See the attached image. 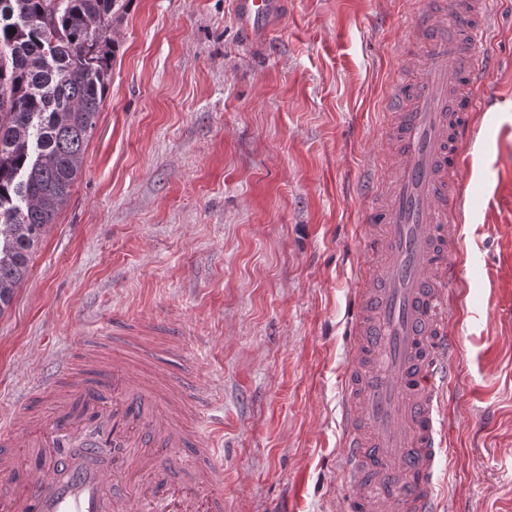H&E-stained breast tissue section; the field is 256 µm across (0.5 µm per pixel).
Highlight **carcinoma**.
<instances>
[{"label": "carcinoma", "mask_w": 512, "mask_h": 512, "mask_svg": "<svg viewBox=\"0 0 512 512\" xmlns=\"http://www.w3.org/2000/svg\"><path fill=\"white\" fill-rule=\"evenodd\" d=\"M125 0H0V311L68 202Z\"/></svg>", "instance_id": "obj_1"}]
</instances>
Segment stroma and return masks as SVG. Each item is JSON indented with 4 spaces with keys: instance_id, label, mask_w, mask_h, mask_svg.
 <instances>
[{
    "instance_id": "35a3bbf8",
    "label": "stroma",
    "mask_w": 512,
    "mask_h": 512,
    "mask_svg": "<svg viewBox=\"0 0 512 512\" xmlns=\"http://www.w3.org/2000/svg\"><path fill=\"white\" fill-rule=\"evenodd\" d=\"M265 42L230 0H129L68 203L0 314V414L122 310L212 394L224 512H343L340 377L367 260L358 187L389 146L421 0H285ZM459 175L466 248L440 512H512V0Z\"/></svg>"
}]
</instances>
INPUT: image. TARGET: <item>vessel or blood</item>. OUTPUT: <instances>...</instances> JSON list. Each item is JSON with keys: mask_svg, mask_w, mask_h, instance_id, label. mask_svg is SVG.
I'll use <instances>...</instances> for the list:
<instances>
[{"mask_svg": "<svg viewBox=\"0 0 512 512\" xmlns=\"http://www.w3.org/2000/svg\"><path fill=\"white\" fill-rule=\"evenodd\" d=\"M284 0H232L247 35L264 41ZM490 0L431 5L409 28L419 79L392 83L398 161L367 183L384 197L370 214L374 262L355 295L367 306L351 329L342 382L346 512H437L448 451L446 396L456 347L448 293L464 253L448 187L472 137L473 89L494 62L479 49ZM123 345L99 366L95 347L65 355L0 420V512H224V461L203 423L210 402L174 377L180 347L144 348L120 323ZM124 484L121 499L107 495Z\"/></svg>", "mask_w": 512, "mask_h": 512, "instance_id": "obj_1", "label": "vessel or blood"}]
</instances>
